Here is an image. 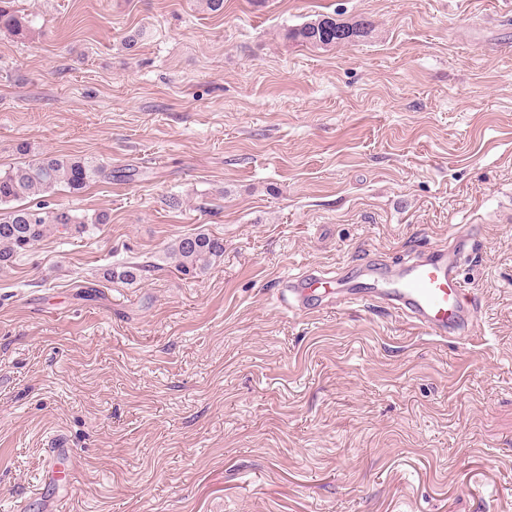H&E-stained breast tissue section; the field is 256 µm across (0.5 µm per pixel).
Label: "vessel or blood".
<instances>
[{
    "label": "vessel or blood",
    "mask_w": 512,
    "mask_h": 512,
    "mask_svg": "<svg viewBox=\"0 0 512 512\" xmlns=\"http://www.w3.org/2000/svg\"><path fill=\"white\" fill-rule=\"evenodd\" d=\"M475 242V234L464 228L452 234L446 245L414 258L399 270L381 263L366 264L361 274L373 281L370 290L343 275L311 269L290 288L291 307L309 313V300L317 295L340 306L371 301L395 311L434 340L467 339L478 324V306L460 283L458 271L473 252ZM62 453L57 442L45 449L38 488L52 483L55 461Z\"/></svg>",
    "instance_id": "b4317fda"
}]
</instances>
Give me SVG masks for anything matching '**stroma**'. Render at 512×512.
Masks as SVG:
<instances>
[{
  "label": "stroma",
  "instance_id": "obj_1",
  "mask_svg": "<svg viewBox=\"0 0 512 512\" xmlns=\"http://www.w3.org/2000/svg\"><path fill=\"white\" fill-rule=\"evenodd\" d=\"M498 6L13 0L27 24L0 29V168L54 151L106 174L45 199L86 232L0 267V512H42L29 491L56 434L79 475L65 512H512ZM321 14L369 32L286 39ZM465 224L467 340L368 303L288 308L304 267H394ZM198 232L224 254L191 278L168 248ZM127 262L141 277L111 279Z\"/></svg>",
  "mask_w": 512,
  "mask_h": 512
}]
</instances>
